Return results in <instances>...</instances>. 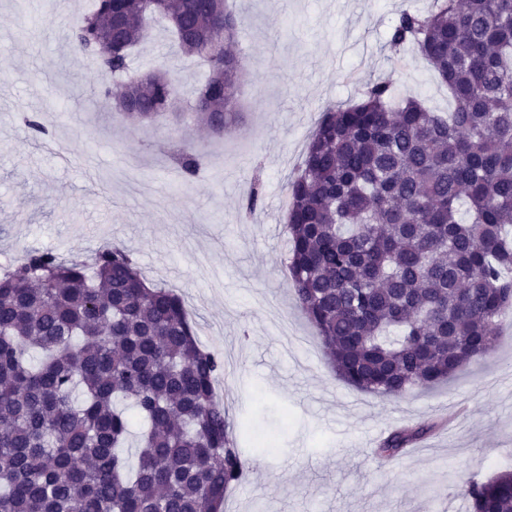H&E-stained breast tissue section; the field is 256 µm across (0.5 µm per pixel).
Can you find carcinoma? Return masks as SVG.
<instances>
[{
	"label": "carcinoma",
	"instance_id": "carcinoma-1",
	"mask_svg": "<svg viewBox=\"0 0 512 512\" xmlns=\"http://www.w3.org/2000/svg\"><path fill=\"white\" fill-rule=\"evenodd\" d=\"M122 40L112 42V10ZM207 29L177 41L208 76L191 110L213 136L231 131L243 65L226 4L95 0L71 29L76 54L112 76L128 70L148 21ZM413 44L448 87L435 112L368 87L324 111L288 183L287 263L298 307L336 375L399 396L448 379L495 347L512 317V0H431L404 11L391 49ZM128 85L141 119H166L179 85L162 73ZM188 183L197 150L170 154ZM263 199V179L243 204ZM224 359L201 348L179 295L148 287L131 254L106 246L87 260L33 250L0 274V512H224L245 477L215 383ZM145 425L138 466L124 453ZM436 424L391 432L398 456ZM469 512H512V472L455 485Z\"/></svg>",
	"mask_w": 512,
	"mask_h": 512
}]
</instances>
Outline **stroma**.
<instances>
[{
  "mask_svg": "<svg viewBox=\"0 0 512 512\" xmlns=\"http://www.w3.org/2000/svg\"><path fill=\"white\" fill-rule=\"evenodd\" d=\"M428 3L233 0L237 36L228 49L246 75L239 121L215 139L191 111L159 128L99 99L110 75L68 42L93 0H72L62 23L56 0H0V264L34 249L68 257L112 243L182 296L200 344L224 358L216 392L231 421L253 424L240 443L246 476L227 492L224 512H465L455 480L512 470V326L500 328L494 352L447 381L378 396L331 370L285 265L282 201L326 107L390 81L400 95L451 109L427 61L388 45L400 13ZM129 68L166 73L185 104L208 75L162 21L151 23ZM36 113L47 129L40 137L23 121ZM181 128L204 160L187 189L166 154ZM258 164L265 196L247 216ZM430 420L440 429L378 464L388 429Z\"/></svg>",
  "mask_w": 512,
  "mask_h": 512,
  "instance_id": "35a3bbf8",
  "label": "stroma"
}]
</instances>
